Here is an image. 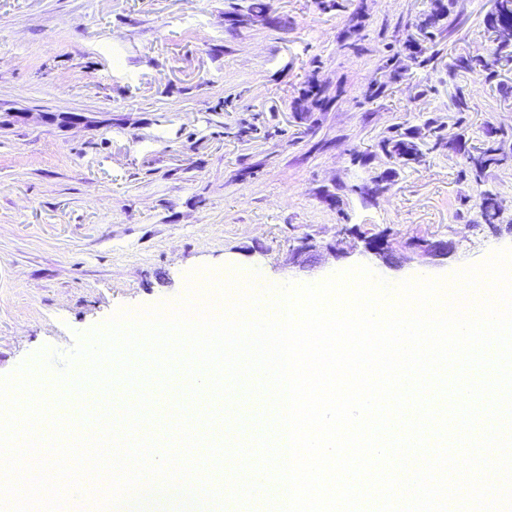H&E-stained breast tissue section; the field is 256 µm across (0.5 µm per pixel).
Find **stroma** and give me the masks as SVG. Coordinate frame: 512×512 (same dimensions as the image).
<instances>
[{
    "label": "stroma",
    "mask_w": 512,
    "mask_h": 512,
    "mask_svg": "<svg viewBox=\"0 0 512 512\" xmlns=\"http://www.w3.org/2000/svg\"><path fill=\"white\" fill-rule=\"evenodd\" d=\"M232 2L0 0V376L48 348L52 383L78 334L180 299L196 270L244 268L277 287L364 265L397 283L512 248V140L482 179L465 158L489 129L512 132V64L490 81L448 74L457 55H487L494 0H456L431 64L371 101L388 43L416 35L433 0H269L248 24ZM315 79L325 105L293 111ZM459 90L468 111L452 105ZM430 120L443 139H420L425 162L390 163L389 130ZM384 172L382 194L357 193ZM486 191L502 202L494 230L478 213ZM352 231L387 237L393 265L357 251L291 264L297 239ZM420 238L450 242L447 258L421 256Z\"/></svg>",
    "instance_id": "obj_1"
}]
</instances>
